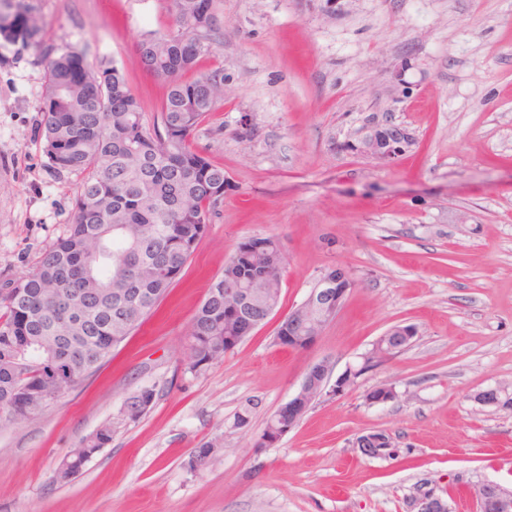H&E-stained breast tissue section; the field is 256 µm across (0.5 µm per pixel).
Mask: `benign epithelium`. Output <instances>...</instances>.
Instances as JSON below:
<instances>
[{
  "label": "benign epithelium",
  "instance_id": "obj_1",
  "mask_svg": "<svg viewBox=\"0 0 512 512\" xmlns=\"http://www.w3.org/2000/svg\"><path fill=\"white\" fill-rule=\"evenodd\" d=\"M410 141L411 134L401 126H377L367 141V147L374 155L392 158L396 155L397 149L407 145ZM354 286V281L342 269L334 275H330L326 271L323 272L307 298L281 317L280 322H288V329L308 332L306 336H295L290 333L288 339L305 343L307 349L314 345L325 328L340 313L348 293ZM254 287L255 282L248 281L240 288L224 290V297L231 299L228 313L236 322V336L231 338V341L236 344L246 339L277 312L275 303L260 312L255 309L253 304ZM415 336H417V330L411 325L393 327L375 342L371 351L365 355L364 360L386 361L409 347ZM311 367L315 368L318 378L312 380L309 376H304L298 392L274 413L268 436L263 440V446L277 443L303 419L316 399L328 393L337 395L343 392L353 383L357 374L355 369L349 368L339 375L333 386L330 387L328 386L332 373L330 361L322 359L312 363ZM395 398V387L391 384L376 386L367 393V400L371 403H387ZM356 444L359 450L369 457L374 455L380 457L382 452L396 447L393 438L383 432L363 434L357 437ZM475 497L477 509L480 512H512V493L504 491L494 483L480 485ZM415 506L417 512H448L447 503L430 491L420 494L415 500Z\"/></svg>",
  "mask_w": 512,
  "mask_h": 512
}]
</instances>
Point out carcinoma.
I'll list each match as a JSON object with an SVG mask.
<instances>
[{"mask_svg": "<svg viewBox=\"0 0 512 512\" xmlns=\"http://www.w3.org/2000/svg\"><path fill=\"white\" fill-rule=\"evenodd\" d=\"M173 26L147 34L138 51L168 91L153 130L116 66H87L80 82L66 48L47 57L42 113L44 152L59 171L83 175L67 234L36 269L0 289V426L35 418L100 369L168 295L224 199V167L192 148L189 137L216 111L217 74L186 82L224 35L217 0H169ZM40 32L21 0H0V37L29 43ZM287 250L275 236L240 243L209 285L191 319L193 366L221 361L234 331L224 317V286L252 276L265 293L281 287ZM112 424L79 442L103 448Z\"/></svg>", "mask_w": 512, "mask_h": 512, "instance_id": "1", "label": "carcinoma"}]
</instances>
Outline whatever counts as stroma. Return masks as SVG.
Wrapping results in <instances>:
<instances>
[{
	"mask_svg": "<svg viewBox=\"0 0 512 512\" xmlns=\"http://www.w3.org/2000/svg\"><path fill=\"white\" fill-rule=\"evenodd\" d=\"M37 43L0 38V287L33 271L73 216L81 177L43 151L45 56L72 47L122 69L153 125L166 93L142 66L167 0H25ZM223 42L197 69L224 100L190 137L228 181L169 295L110 360L36 419L0 429V512H416L431 490L476 512L475 486L512 490V0H219ZM412 146L367 154L372 122ZM280 236L279 311L326 269L355 286L307 350L270 317L223 361L196 369L189 323L237 244ZM403 352L314 401L275 445L253 440L326 358L360 365L388 329ZM393 384L396 398L366 394ZM155 393L131 422L124 400ZM496 388L500 402L477 393ZM250 424L237 425L240 413ZM112 440L68 483L66 453L102 425ZM382 431L405 458L362 455ZM214 443L208 465L193 449Z\"/></svg>",
	"mask_w": 512,
	"mask_h": 512,
	"instance_id": "1",
	"label": "stroma"
}]
</instances>
